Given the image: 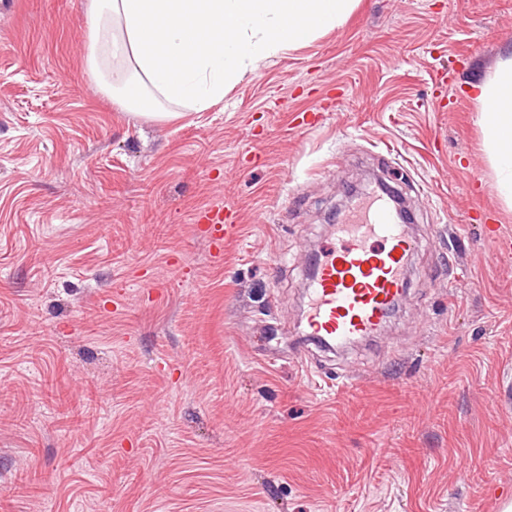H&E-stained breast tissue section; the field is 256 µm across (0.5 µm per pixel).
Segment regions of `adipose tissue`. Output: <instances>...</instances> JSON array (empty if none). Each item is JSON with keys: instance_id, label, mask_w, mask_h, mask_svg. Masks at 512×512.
Segmentation results:
<instances>
[{"instance_id": "ef3b65f1", "label": "adipose tissue", "mask_w": 512, "mask_h": 512, "mask_svg": "<svg viewBox=\"0 0 512 512\" xmlns=\"http://www.w3.org/2000/svg\"><path fill=\"white\" fill-rule=\"evenodd\" d=\"M355 0H89L91 72L133 116L163 105L203 112L260 60L336 29ZM501 200L512 207V57L478 88Z\"/></svg>"}]
</instances>
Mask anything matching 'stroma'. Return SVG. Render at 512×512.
<instances>
[{"instance_id":"1","label":"stroma","mask_w":512,"mask_h":512,"mask_svg":"<svg viewBox=\"0 0 512 512\" xmlns=\"http://www.w3.org/2000/svg\"><path fill=\"white\" fill-rule=\"evenodd\" d=\"M86 26L87 0H0V512H503L512 209L476 87L512 0H357L172 121L113 107ZM369 173L418 247L396 314L334 352L299 323L308 257ZM225 211H230V209L224 208L223 206H215L201 212L199 216V222L214 224V231L218 234L220 239L223 238V232L225 237H229L234 233L236 229V224L225 223Z\"/></svg>"}]
</instances>
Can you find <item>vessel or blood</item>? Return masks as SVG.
<instances>
[{"instance_id": "b4317fda", "label": "vessel or blood", "mask_w": 512, "mask_h": 512, "mask_svg": "<svg viewBox=\"0 0 512 512\" xmlns=\"http://www.w3.org/2000/svg\"><path fill=\"white\" fill-rule=\"evenodd\" d=\"M334 233L335 247L312 269L305 319L310 339L342 343L374 335L386 322L405 294L408 257L417 243L380 195L362 200Z\"/></svg>"}]
</instances>
